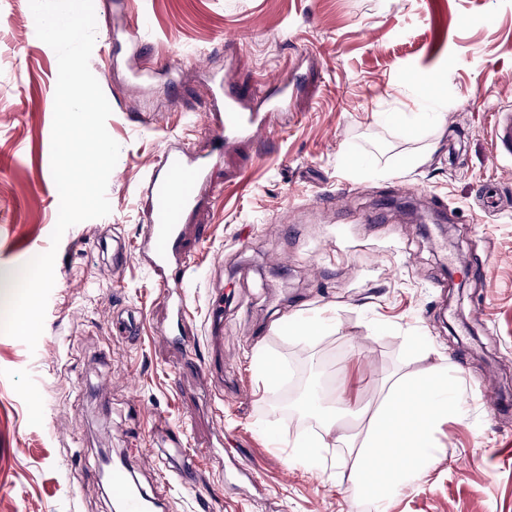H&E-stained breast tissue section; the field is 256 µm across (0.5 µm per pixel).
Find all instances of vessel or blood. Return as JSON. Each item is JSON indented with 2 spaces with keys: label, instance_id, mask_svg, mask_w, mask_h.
Segmentation results:
<instances>
[{
  "label": "vessel or blood",
  "instance_id": "obj_1",
  "mask_svg": "<svg viewBox=\"0 0 512 512\" xmlns=\"http://www.w3.org/2000/svg\"><path fill=\"white\" fill-rule=\"evenodd\" d=\"M295 84L280 77L269 81L265 91L244 102L234 90L230 77L214 79L211 95L218 110L212 130L217 144L250 141L263 135L270 113L282 111ZM214 155H199L184 147H172L154 161L144 180V192L151 201V214L142 225L139 249L150 259V270L167 296L171 308V334L179 336L187 318L186 297L175 294L171 276L186 273L188 257L183 249L187 219L198 194L208 182ZM114 512H163L161 496L147 492L136 480L123 458L112 460Z\"/></svg>",
  "mask_w": 512,
  "mask_h": 512
}]
</instances>
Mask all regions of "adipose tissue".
I'll use <instances>...</instances> for the list:
<instances>
[{
	"label": "adipose tissue",
	"mask_w": 512,
	"mask_h": 512,
	"mask_svg": "<svg viewBox=\"0 0 512 512\" xmlns=\"http://www.w3.org/2000/svg\"><path fill=\"white\" fill-rule=\"evenodd\" d=\"M455 397L447 373L433 365L391 379L385 398L366 416L359 434H341L335 417H327V429L338 433L355 457L349 483L369 490L379 505L408 487L435 460V429L456 408Z\"/></svg>",
	"instance_id": "1"
}]
</instances>
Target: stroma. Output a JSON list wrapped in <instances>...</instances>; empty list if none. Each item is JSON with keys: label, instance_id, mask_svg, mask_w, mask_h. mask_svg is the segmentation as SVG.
<instances>
[{"label": "stroma", "instance_id": "obj_1", "mask_svg": "<svg viewBox=\"0 0 512 512\" xmlns=\"http://www.w3.org/2000/svg\"><path fill=\"white\" fill-rule=\"evenodd\" d=\"M93 2L90 69L121 146L111 211L64 233L36 349L0 333V512H113L103 448L166 512H376L335 436L298 457L322 425L269 412L268 353L284 383L293 355L334 354L326 379L369 407L391 376L446 368L461 401L436 432L447 455L386 512H512V155L494 145L512 109V0ZM214 74L244 98L269 77L299 90L265 136L217 158L173 341L137 248L138 188L172 141L208 151ZM57 75L29 0H0V317L12 277L52 245ZM396 112L419 118L414 133ZM121 308L140 318L136 340L112 330ZM301 319L321 333L289 334Z\"/></svg>", "mask_w": 512, "mask_h": 512}]
</instances>
